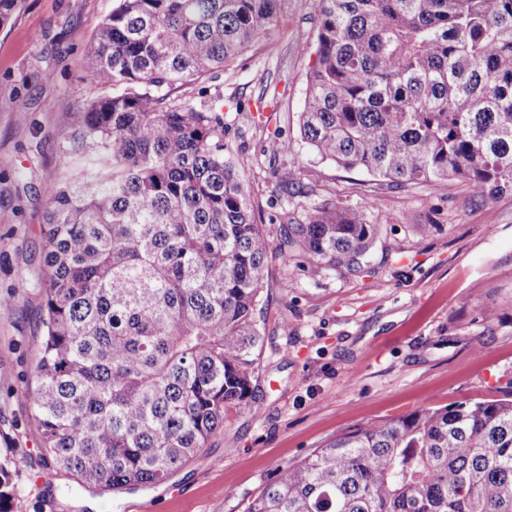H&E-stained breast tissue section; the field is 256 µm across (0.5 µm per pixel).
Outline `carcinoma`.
<instances>
[{"instance_id": "cac0c4a2", "label": "carcinoma", "mask_w": 512, "mask_h": 512, "mask_svg": "<svg viewBox=\"0 0 512 512\" xmlns=\"http://www.w3.org/2000/svg\"><path fill=\"white\" fill-rule=\"evenodd\" d=\"M282 0H116L90 40L104 93L60 132L44 188V335L31 404L43 461L89 488L165 481L224 423L257 410V305L273 244L225 151L221 108L167 103L233 64ZM24 0H0V28ZM300 134L389 186L453 179L512 191V0H316ZM303 193L295 170L277 174ZM376 232L326 202L279 249L315 274ZM0 463V512H13ZM246 512H512V382L500 399L420 406L289 463Z\"/></svg>"}]
</instances>
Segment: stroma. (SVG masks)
Listing matches in <instances>:
<instances>
[{
    "label": "stroma",
    "mask_w": 512,
    "mask_h": 512,
    "mask_svg": "<svg viewBox=\"0 0 512 512\" xmlns=\"http://www.w3.org/2000/svg\"><path fill=\"white\" fill-rule=\"evenodd\" d=\"M115 0H25L0 29V462L26 512H245L279 466L349 429L423 404L502 397L512 382V193L474 200L460 183L394 188L320 161L299 115L315 60L313 0H283L267 38L207 85L173 98L224 97V143L251 158L242 174L272 242L289 218L339 202L376 225L359 265L314 276L296 250L273 251L257 314L260 414L230 406L224 425L166 481L134 490L78 484L41 459L26 386L39 358L43 308L42 195L61 164L59 133L79 103L101 95L87 46ZM287 139V154L270 150ZM295 168L305 186L275 192Z\"/></svg>",
    "instance_id": "35a3bbf8"
}]
</instances>
